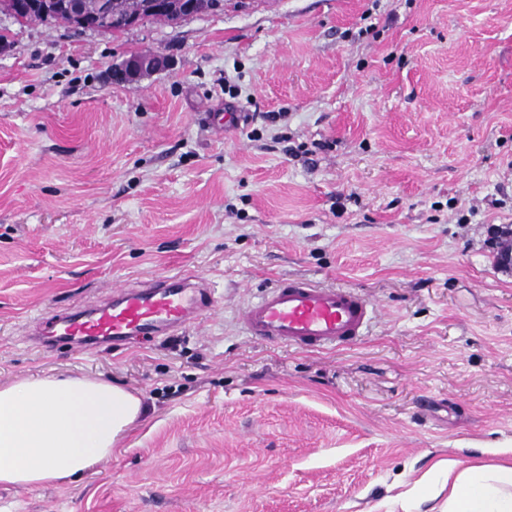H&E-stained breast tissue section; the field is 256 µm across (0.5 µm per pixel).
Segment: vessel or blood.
I'll return each mask as SVG.
<instances>
[{
    "instance_id": "1",
    "label": "vessel or blood",
    "mask_w": 512,
    "mask_h": 512,
    "mask_svg": "<svg viewBox=\"0 0 512 512\" xmlns=\"http://www.w3.org/2000/svg\"><path fill=\"white\" fill-rule=\"evenodd\" d=\"M215 301L198 276L176 274L113 288L92 308L52 313L41 335L77 349L120 345L161 336L199 322ZM373 306L349 288L282 279L242 311L245 330L263 342L299 348H335L356 342L374 316Z\"/></svg>"
}]
</instances>
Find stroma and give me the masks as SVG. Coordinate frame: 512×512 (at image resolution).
I'll return each mask as SVG.
<instances>
[{"mask_svg":"<svg viewBox=\"0 0 512 512\" xmlns=\"http://www.w3.org/2000/svg\"><path fill=\"white\" fill-rule=\"evenodd\" d=\"M0 383L92 375L147 408L0 512H438L431 464L512 448V0H224L112 34L0 13ZM159 52L166 69L109 75ZM189 272L201 325L35 343L111 284ZM283 278L378 313L325 351L249 336Z\"/></svg>","mask_w":512,"mask_h":512,"instance_id":"1","label":"stroma"}]
</instances>
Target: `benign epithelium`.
<instances>
[{"label":"benign epithelium","instance_id":"1","mask_svg":"<svg viewBox=\"0 0 512 512\" xmlns=\"http://www.w3.org/2000/svg\"><path fill=\"white\" fill-rule=\"evenodd\" d=\"M211 8L207 0H190L176 20L194 16ZM40 9L45 14L60 13L65 22L77 30L112 32L116 29L128 30L141 23L136 14L115 18L112 15V0H58L54 4L40 3L38 0H12L11 12L20 18L33 10ZM167 66V59L158 53H145L125 59L112 70V82L131 83L142 76L160 71Z\"/></svg>","mask_w":512,"mask_h":512}]
</instances>
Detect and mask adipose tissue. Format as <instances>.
<instances>
[{"mask_svg": "<svg viewBox=\"0 0 512 512\" xmlns=\"http://www.w3.org/2000/svg\"><path fill=\"white\" fill-rule=\"evenodd\" d=\"M143 413L133 391L100 376H26L0 383V484L40 489L69 481L111 457ZM448 478L441 512H512V460L425 473L422 496Z\"/></svg>", "mask_w": 512, "mask_h": 512, "instance_id": "obj_1", "label": "adipose tissue"}]
</instances>
